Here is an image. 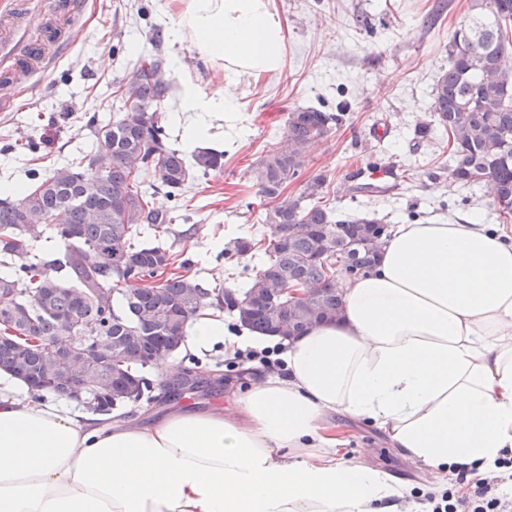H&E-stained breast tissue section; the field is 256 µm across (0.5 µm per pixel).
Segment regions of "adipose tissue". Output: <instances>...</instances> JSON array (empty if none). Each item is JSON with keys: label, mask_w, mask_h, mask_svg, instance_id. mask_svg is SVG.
Masks as SVG:
<instances>
[{"label": "adipose tissue", "mask_w": 512, "mask_h": 512, "mask_svg": "<svg viewBox=\"0 0 512 512\" xmlns=\"http://www.w3.org/2000/svg\"><path fill=\"white\" fill-rule=\"evenodd\" d=\"M171 41L230 76L283 63L274 0H188ZM233 122L223 91L182 86L186 146ZM341 314L286 341L283 373L256 375L232 411L179 409L138 425L78 418L0 390V512H411L384 473L337 460L333 418L382 429L428 466L485 472L512 449V245L479 215L399 224L374 272L347 280ZM234 347L200 310L180 343Z\"/></svg>", "instance_id": "ef3b65f1"}]
</instances>
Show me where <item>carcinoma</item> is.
<instances>
[{
	"instance_id": "cac0c4a2",
	"label": "carcinoma",
	"mask_w": 512,
	"mask_h": 512,
	"mask_svg": "<svg viewBox=\"0 0 512 512\" xmlns=\"http://www.w3.org/2000/svg\"><path fill=\"white\" fill-rule=\"evenodd\" d=\"M473 12L448 44V69L436 79L422 138L437 126L448 134V180L485 186L499 219H512V0H474ZM171 85L164 60L142 61L120 87V106L107 123L90 125L95 151L75 165L34 178L31 188L0 197V257L13 274L0 276V372L27 384L32 398L65 396L110 415L151 391L145 372L178 350L188 322L202 308H226L241 326L284 340L334 319L343 308L340 278L367 274L389 233L383 219L348 213L321 201L326 177L283 197L307 154L346 120L347 107L288 112L280 146L260 162L257 181L273 205L257 223L260 239L235 237L226 256L263 251L247 288L203 287L176 272L162 239L172 218L150 207L153 192L178 200L195 173L224 166V153L187 156L167 146L161 105ZM154 242H140L144 228ZM41 239L59 257L33 252ZM312 289L309 299L289 288Z\"/></svg>"
}]
</instances>
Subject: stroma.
Segmentation results:
<instances>
[{"label":"stroma","mask_w":512,"mask_h":512,"mask_svg":"<svg viewBox=\"0 0 512 512\" xmlns=\"http://www.w3.org/2000/svg\"><path fill=\"white\" fill-rule=\"evenodd\" d=\"M79 24L62 34L68 53L50 75L27 84L11 111L0 112V185L25 187L32 174L45 175L92 151L89 117L109 121L117 111L116 92L131 79L138 59L168 60L172 92L161 120L173 148L183 131L172 119L183 81L204 92H229L243 132L231 137L222 115L211 118L210 149L223 152L222 171L191 181L182 203L164 194L152 207L174 217L167 244L188 258L184 272L208 287L243 284L263 254L226 257L224 245L238 236L261 234L255 218L268 201L256 169L278 145L289 111L299 106L335 109L349 105L350 119L308 153L302 180L287 195L302 192L306 180L325 177L330 203L383 217L388 224H424L481 210L485 223L497 214L484 188L456 187L448 180L447 137L434 131L416 139L414 126L428 115L432 86L448 67V42L471 13L474 0H275L285 30L282 67L258 78H228L222 66L203 62L189 43H171L167 14L186 0H84ZM178 67H171V60ZM382 162L391 178L368 192L358 191L357 170ZM347 461H361L394 478L414 502L423 493L457 487L467 492L475 475L457 483L455 474L436 477L424 464L403 457L372 423L337 416Z\"/></svg>","instance_id":"stroma-1"}]
</instances>
